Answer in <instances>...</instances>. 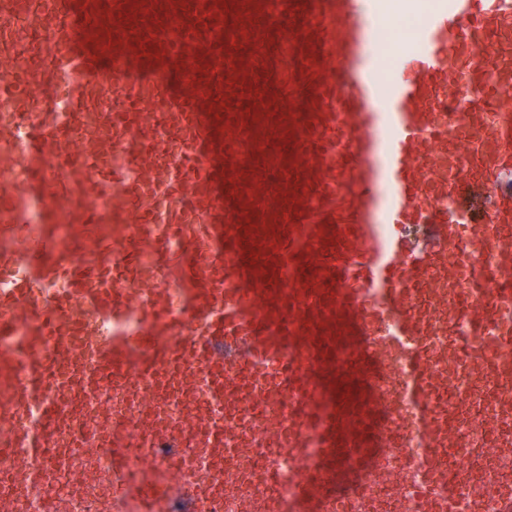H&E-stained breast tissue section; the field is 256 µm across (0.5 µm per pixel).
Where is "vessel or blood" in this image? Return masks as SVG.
Returning a JSON list of instances; mask_svg holds the SVG:
<instances>
[{"label":"vessel or blood","instance_id":"vessel-or-blood-1","mask_svg":"<svg viewBox=\"0 0 512 512\" xmlns=\"http://www.w3.org/2000/svg\"><path fill=\"white\" fill-rule=\"evenodd\" d=\"M392 2L0 0V512L97 447L113 498L203 512L139 433L214 489L252 448L239 512H277L278 450L290 512H512L468 465L512 470V0H435L382 79ZM135 444L137 447L132 455L131 469L149 472L157 478H164L167 472L166 461L152 448H149L147 443L136 441ZM278 469L280 471L281 479L273 491V496L281 505L280 512H288L291 505V495L293 493V460L289 458L288 455L282 454L278 459Z\"/></svg>","mask_w":512,"mask_h":512}]
</instances>
